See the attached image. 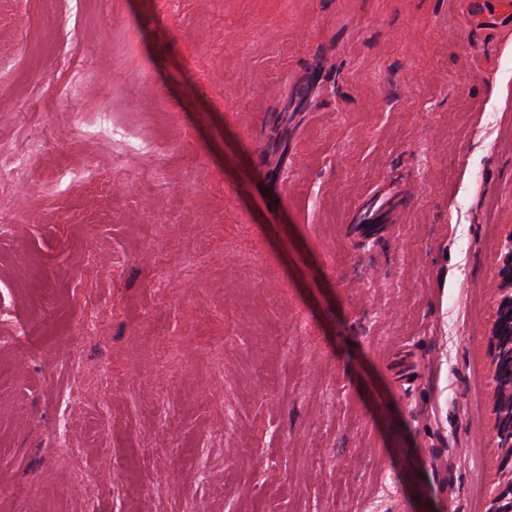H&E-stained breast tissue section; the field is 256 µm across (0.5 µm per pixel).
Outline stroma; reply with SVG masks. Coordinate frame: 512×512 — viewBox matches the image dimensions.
<instances>
[{
  "label": "stroma",
  "mask_w": 512,
  "mask_h": 512,
  "mask_svg": "<svg viewBox=\"0 0 512 512\" xmlns=\"http://www.w3.org/2000/svg\"><path fill=\"white\" fill-rule=\"evenodd\" d=\"M35 139L0 512H490L503 0H0V146Z\"/></svg>",
  "instance_id": "1"
}]
</instances>
